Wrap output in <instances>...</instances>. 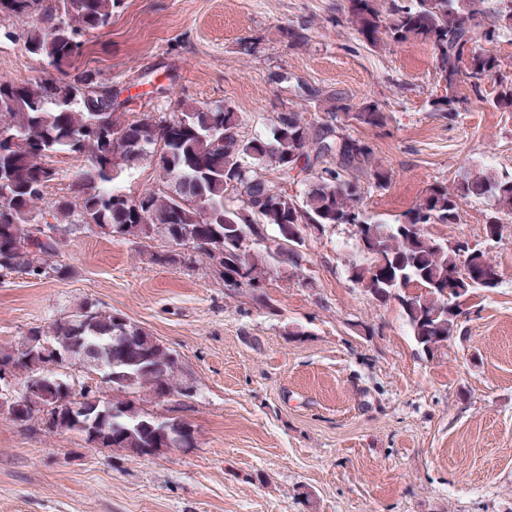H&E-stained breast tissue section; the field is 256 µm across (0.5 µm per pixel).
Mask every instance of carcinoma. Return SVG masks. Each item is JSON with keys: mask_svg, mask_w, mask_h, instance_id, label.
<instances>
[{"mask_svg": "<svg viewBox=\"0 0 512 512\" xmlns=\"http://www.w3.org/2000/svg\"><path fill=\"white\" fill-rule=\"evenodd\" d=\"M0 0V19H34L21 40L26 52L52 64L57 75L17 82L0 75V128L14 140L0 139V183L9 202V216L0 212V272L20 271L29 276L62 278L67 267L55 261L62 233L94 225L110 234L131 239H149L154 234L169 238L189 234L197 241V253L220 266L230 288L264 287L270 261L298 266V247L304 239L285 236L293 224L313 228L328 224L372 227L380 237L386 259L382 275L375 274L369 256L349 265L351 279L366 292L382 293V301L399 304L411 336L426 353H431L459 331L457 318L448 306L476 290L490 289L486 275L496 274L489 254L483 253L482 267L468 276L462 243L430 236V224H455L460 202L485 199L497 213L512 215V174H498L476 162L448 190L444 183L430 185L421 198L391 222L375 219L361 206V189L356 175L369 176L385 188L391 173L376 162L374 149L346 135L333 154L324 153L325 126L336 120V92L309 85L297 86L298 96L323 106L324 117L311 120L300 112L288 111L278 123L252 135L241 133L239 112L230 105L188 104L175 98L173 87L160 89L166 99L163 111L136 118L131 108L99 112L100 101L88 95L96 70L73 66L77 53H86L89 35L112 23L121 0ZM345 21L364 42L378 46L421 42L431 46L434 70L445 83L446 94L435 97V112L456 111L454 88L467 83L481 94L483 81L497 71L498 58L486 46L500 31L512 29V7L490 11L485 0H390L386 9L378 0H346ZM65 17L68 34L55 33L59 16ZM478 48L466 69L460 65L463 45ZM179 119L172 129L170 152L154 158L142 153L139 143L143 122ZM361 124L380 126L385 116L375 104L352 115ZM102 120L122 135L128 144L106 154L100 138L88 132ZM59 154L80 158V190L75 200L45 201L48 185L59 176L51 159ZM312 171L301 196L275 194L267 172L275 173L278 184L294 178L299 161ZM142 164L154 166L155 185L139 194L114 188L125 173ZM206 198L214 221L199 220L164 188L174 181ZM53 236L35 250H23L22 242L33 225L46 216ZM246 269L247 281L240 280ZM417 283L415 298L403 295L402 285ZM114 312L104 310L94 322L75 327L70 317L54 319L31 329L29 335L50 342L58 353L79 359L81 350L93 347L110 365L112 410L107 428L119 448H159L171 435L149 419L130 399L140 393L153 397L165 391L180 394L184 388L178 357L162 344L137 341L138 354L148 358L140 367L127 364L131 355L128 336L112 333Z\"/></svg>", "mask_w": 512, "mask_h": 512, "instance_id": "carcinoma-1", "label": "carcinoma"}]
</instances>
